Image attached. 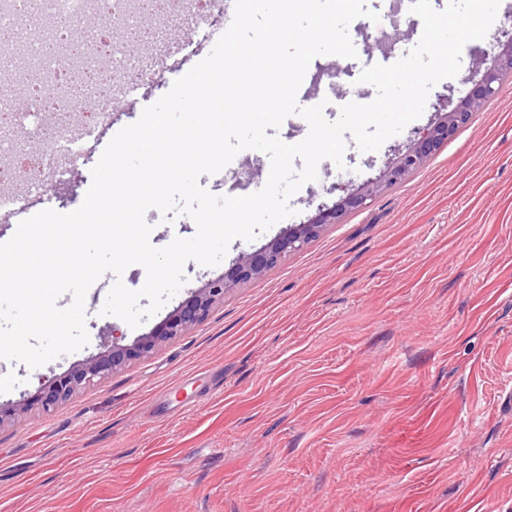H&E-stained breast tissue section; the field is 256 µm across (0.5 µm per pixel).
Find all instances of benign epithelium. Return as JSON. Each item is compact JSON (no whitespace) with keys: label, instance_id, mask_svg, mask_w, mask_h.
Here are the masks:
<instances>
[{"label":"benign epithelium","instance_id":"obj_1","mask_svg":"<svg viewBox=\"0 0 512 512\" xmlns=\"http://www.w3.org/2000/svg\"><path fill=\"white\" fill-rule=\"evenodd\" d=\"M498 47L499 51L486 64L480 80L470 91L455 104L446 102L443 105L446 113L411 141L397 160L387 166L379 177L367 182L364 189L346 192V196L335 205L318 206L316 215L307 222L289 229L270 244L238 257L223 276L208 281L205 287L193 292L155 330L139 337L130 347L115 344L106 353L86 361L68 375L51 381L41 388L34 402L45 409L54 406L66 400L77 388L104 379L129 361L152 352L180 331L200 323L214 304L224 300V295L251 279L263 276L283 256L302 249L324 226L338 223L347 212L364 207L369 198L422 167L460 126L469 123L473 113L501 93L503 76L512 71V37Z\"/></svg>","mask_w":512,"mask_h":512}]
</instances>
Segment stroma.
Segmentation results:
<instances>
[{"instance_id":"obj_1","label":"stroma","mask_w":512,"mask_h":512,"mask_svg":"<svg viewBox=\"0 0 512 512\" xmlns=\"http://www.w3.org/2000/svg\"><path fill=\"white\" fill-rule=\"evenodd\" d=\"M467 43L423 114L374 152L348 143L290 199L293 216L234 240L219 265L187 262L185 283L129 327L85 298L89 342L36 369L0 359V512H512V79L420 169L329 224L301 251L225 295L204 321L43 409L31 399L112 345H133L190 292L358 189L463 96L507 17ZM308 77L337 100L375 98L322 57ZM92 162L71 175L20 169L42 208L76 210ZM268 156L241 151L200 185L260 190Z\"/></svg>"}]
</instances>
